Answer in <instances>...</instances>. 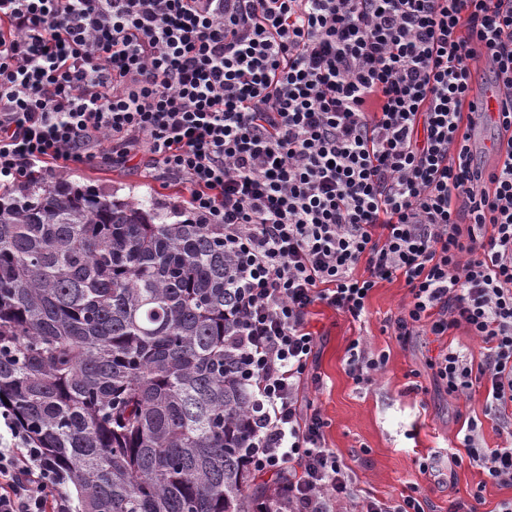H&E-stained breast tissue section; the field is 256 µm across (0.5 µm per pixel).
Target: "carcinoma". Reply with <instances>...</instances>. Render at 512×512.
I'll return each mask as SVG.
<instances>
[{
    "label": "carcinoma",
    "mask_w": 512,
    "mask_h": 512,
    "mask_svg": "<svg viewBox=\"0 0 512 512\" xmlns=\"http://www.w3.org/2000/svg\"><path fill=\"white\" fill-rule=\"evenodd\" d=\"M232 281L212 224L37 175L0 195V407L75 512H256Z\"/></svg>",
    "instance_id": "obj_1"
}]
</instances>
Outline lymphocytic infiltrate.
<instances>
[{
	"instance_id": "1",
	"label": "lymphocytic infiltrate",
	"mask_w": 512,
	"mask_h": 512,
	"mask_svg": "<svg viewBox=\"0 0 512 512\" xmlns=\"http://www.w3.org/2000/svg\"><path fill=\"white\" fill-rule=\"evenodd\" d=\"M479 60L505 98L489 177L462 112ZM106 137L224 228L263 512H425L416 486L356 499L299 402L310 307L360 320L397 277L398 342L464 326L483 343L478 365L448 348L426 364L506 423L501 448L468 425L452 461L512 483V0H0V179L93 162ZM0 422V512H71L62 474Z\"/></svg>"
}]
</instances>
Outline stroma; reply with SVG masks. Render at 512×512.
Returning <instances> with one entry per match:
<instances>
[{
	"instance_id": "stroma-1",
	"label": "stroma",
	"mask_w": 512,
	"mask_h": 512,
	"mask_svg": "<svg viewBox=\"0 0 512 512\" xmlns=\"http://www.w3.org/2000/svg\"><path fill=\"white\" fill-rule=\"evenodd\" d=\"M53 186L68 181L118 200L148 199L157 204L167 222L182 221L188 193L183 186H164L151 181L143 166H121L112 161V143L104 141L93 162L71 165L65 172L41 176ZM403 279L379 283L373 289L364 319L355 321L324 305L312 307L309 327L316 335L314 355L300 390L302 409L319 410L325 421L323 434L348 468L357 496L390 499L420 486L432 512H448L452 503L481 494L479 512H496L512 499V484L487 481L469 462L454 463L436 457L433 475L418 472L414 460L431 450L455 445L470 423L481 426L480 443L486 448L505 446L498 421L486 411L484 388H473L455 397L436 385L425 366L426 359L443 347L469 348L473 364H480L479 344L466 328L450 330L442 337L414 336L399 344L386 329L390 316L408 303ZM363 339L387 361L375 382L355 385L348 373L349 345ZM422 384L423 393L410 392L411 381Z\"/></svg>"
}]
</instances>
